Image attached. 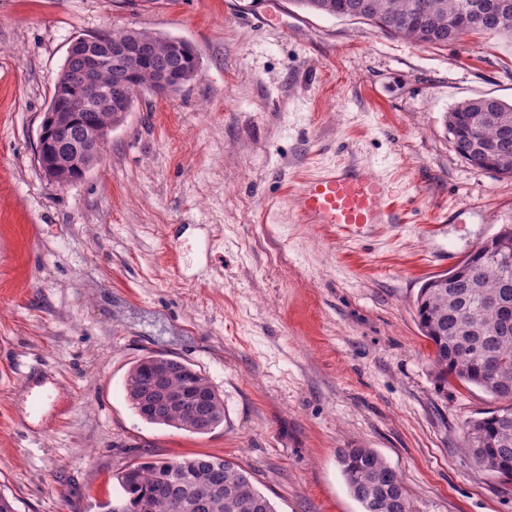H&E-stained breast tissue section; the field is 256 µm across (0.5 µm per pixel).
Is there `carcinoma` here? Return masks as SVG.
Here are the masks:
<instances>
[{
    "label": "carcinoma",
    "instance_id": "1",
    "mask_svg": "<svg viewBox=\"0 0 512 512\" xmlns=\"http://www.w3.org/2000/svg\"><path fill=\"white\" fill-rule=\"evenodd\" d=\"M305 11L363 20L422 46H446L470 32L512 41V0H292ZM145 35L134 29L97 33L100 48ZM196 52L186 44L175 49L159 36L145 41L132 68L111 67L101 81L118 78L142 89L152 87L160 69L185 70L192 78ZM82 89L80 54L64 62L56 76ZM108 115L87 106L79 127L104 126ZM456 154L475 169L512 178V103L477 98L458 103L445 115ZM415 311L422 335L433 349L436 378L472 385L501 405L463 427L462 451L486 471L512 480V224H503L454 269L427 279ZM164 369L167 385L180 403L155 411L143 408L149 373ZM206 394L204 412L187 391ZM126 395L145 421L203 435L224 421V399L200 371L164 354L141 358L129 371ZM347 488L363 512H412L403 479L371 448H343L338 454ZM118 503L101 504L102 512H276L254 488L250 475L222 457L197 454L160 458L139 456L117 476ZM205 507H199V503Z\"/></svg>",
    "mask_w": 512,
    "mask_h": 512
}]
</instances>
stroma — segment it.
<instances>
[{"label": "stroma", "instance_id": "1", "mask_svg": "<svg viewBox=\"0 0 512 512\" xmlns=\"http://www.w3.org/2000/svg\"><path fill=\"white\" fill-rule=\"evenodd\" d=\"M147 29L189 42L193 78L144 93L65 187L35 157L71 41ZM512 101V43L435 48L292 0H0V492L16 512H101L138 455L220 456L277 512H362L337 462L371 448L413 512H512V483L460 450L497 405L441 388L415 300L501 225L512 178L472 168L444 117ZM386 180L404 221L302 223L305 178ZM224 398L192 435L126 397L143 356Z\"/></svg>", "mask_w": 512, "mask_h": 512}]
</instances>
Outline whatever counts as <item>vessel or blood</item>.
Returning a JSON list of instances; mask_svg holds the SVG:
<instances>
[{"label": "vessel or blood", "instance_id": "1", "mask_svg": "<svg viewBox=\"0 0 512 512\" xmlns=\"http://www.w3.org/2000/svg\"><path fill=\"white\" fill-rule=\"evenodd\" d=\"M297 205L309 224L353 229L401 221L385 182L357 167L328 170L305 180L297 190Z\"/></svg>", "mask_w": 512, "mask_h": 512}]
</instances>
